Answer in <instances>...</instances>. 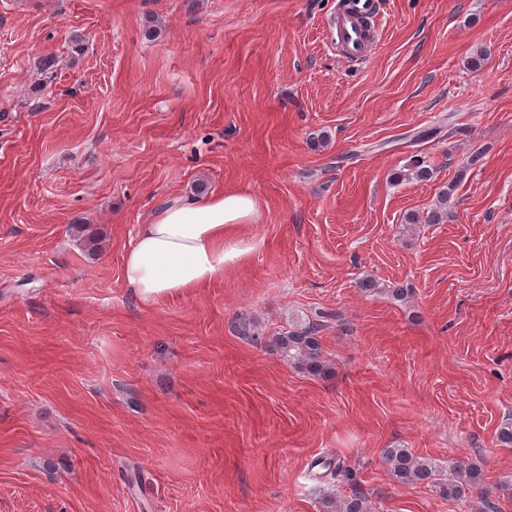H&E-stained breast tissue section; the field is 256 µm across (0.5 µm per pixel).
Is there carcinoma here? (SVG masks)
<instances>
[{
	"mask_svg": "<svg viewBox=\"0 0 512 512\" xmlns=\"http://www.w3.org/2000/svg\"><path fill=\"white\" fill-rule=\"evenodd\" d=\"M453 189L454 186L450 185L442 190L438 205L426 214L424 223L441 224L448 221V200ZM272 347L277 354L309 376L326 378L332 373L330 364L323 356L318 327L314 323L273 337ZM384 460L396 482L409 486L435 487L443 497L450 500L464 498L466 492L477 489L483 483L482 470L463 463L449 466L448 479L439 482L438 465L429 458L416 455L409 448H388L384 451ZM320 504L321 512H369L363 495L342 500L325 495Z\"/></svg>",
	"mask_w": 512,
	"mask_h": 512,
	"instance_id": "obj_1",
	"label": "carcinoma"
}]
</instances>
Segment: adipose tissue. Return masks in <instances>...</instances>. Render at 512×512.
<instances>
[{"label":"adipose tissue","mask_w":512,"mask_h":512,"mask_svg":"<svg viewBox=\"0 0 512 512\" xmlns=\"http://www.w3.org/2000/svg\"><path fill=\"white\" fill-rule=\"evenodd\" d=\"M259 212L258 200L239 191L164 201L124 258L128 287L151 305L223 279L252 251L248 228Z\"/></svg>","instance_id":"obj_1"}]
</instances>
